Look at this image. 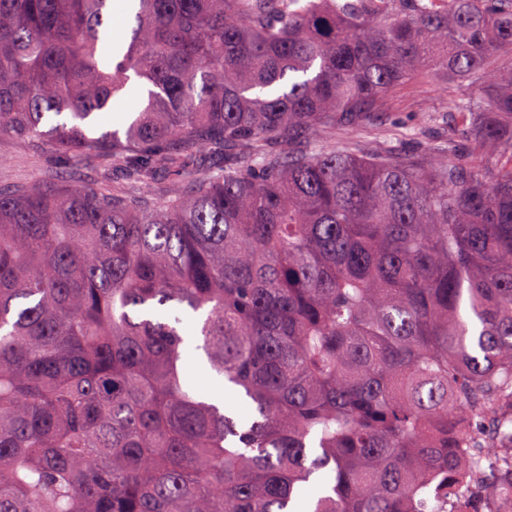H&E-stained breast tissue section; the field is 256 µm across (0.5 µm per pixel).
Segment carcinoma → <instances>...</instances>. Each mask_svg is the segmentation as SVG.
Returning a JSON list of instances; mask_svg holds the SVG:
<instances>
[{"mask_svg": "<svg viewBox=\"0 0 512 512\" xmlns=\"http://www.w3.org/2000/svg\"><path fill=\"white\" fill-rule=\"evenodd\" d=\"M136 2L0 0V141L62 160L0 186V512H439L477 446L512 502V0ZM432 68L444 138L336 137ZM136 98L135 93H130L115 100L112 112H103L98 119L99 131L122 128L137 107ZM186 375L188 381L201 394L209 398L223 402L226 407L241 416L247 417L251 412V406L240 401L232 394L225 392L224 386L218 382L210 370L196 357L187 356Z\"/></svg>", "mask_w": 512, "mask_h": 512, "instance_id": "1", "label": "carcinoma"}]
</instances>
